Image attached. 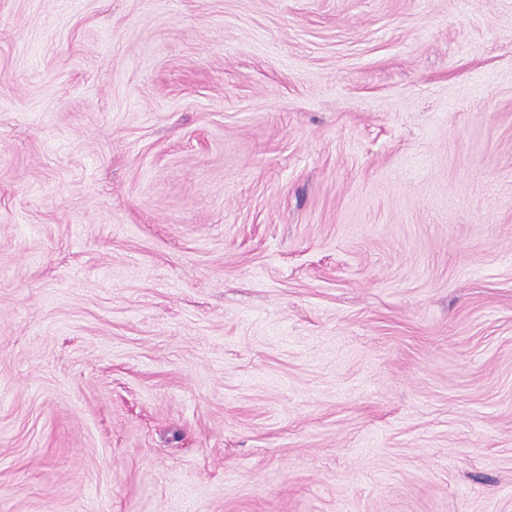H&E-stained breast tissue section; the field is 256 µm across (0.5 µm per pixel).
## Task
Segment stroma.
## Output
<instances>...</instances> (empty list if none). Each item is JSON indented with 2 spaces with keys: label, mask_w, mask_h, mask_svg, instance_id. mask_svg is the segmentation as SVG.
Instances as JSON below:
<instances>
[{
  "label": "stroma",
  "mask_w": 512,
  "mask_h": 512,
  "mask_svg": "<svg viewBox=\"0 0 512 512\" xmlns=\"http://www.w3.org/2000/svg\"><path fill=\"white\" fill-rule=\"evenodd\" d=\"M0 512H512V0H0Z\"/></svg>",
  "instance_id": "35a3bbf8"
}]
</instances>
